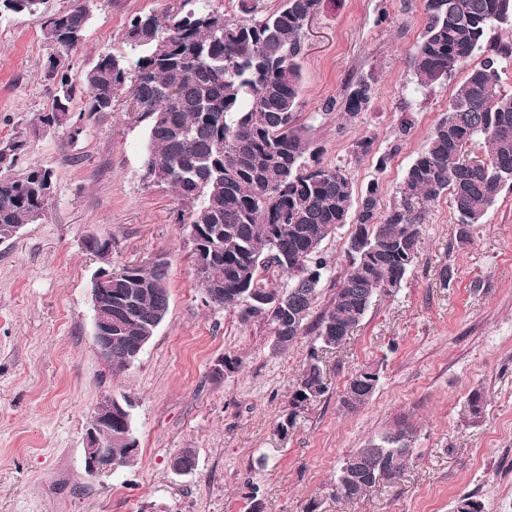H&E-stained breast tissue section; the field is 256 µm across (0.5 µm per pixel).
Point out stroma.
I'll use <instances>...</instances> for the list:
<instances>
[{
  "mask_svg": "<svg viewBox=\"0 0 512 512\" xmlns=\"http://www.w3.org/2000/svg\"><path fill=\"white\" fill-rule=\"evenodd\" d=\"M178 3L88 0L89 26L66 59L71 73L103 53L137 57L122 37L130 17ZM424 22V0H322L304 37L301 118L323 162L357 188L377 181L382 215L401 204L405 173L465 76L459 69L415 91L406 57ZM57 53L36 18L0 17V141H24L20 167L54 172L44 218L0 243V512H249L255 498L263 512H304L312 502L316 512H454L465 494L484 512H512V190L464 247L448 196L416 205L419 253L400 288L375 298L344 345L325 349L300 335L276 350L267 322L205 305L180 204L169 186L145 179V126L126 100L84 119L75 139L35 129L55 93L48 60ZM362 75L373 76L375 94L357 119L323 111ZM367 137L370 151L358 154ZM352 232L345 225L322 244L329 269L311 317L346 269ZM93 234L111 239L109 255L85 249ZM159 257L167 316L140 358L113 371L93 342L92 278L106 265ZM446 265L455 270L447 285ZM313 354L328 389L296 410ZM227 357L236 368L215 375ZM368 365L379 371L371 402L343 411L346 382ZM475 392L483 404L474 418L466 404ZM106 395L132 401L138 451L128 466L91 477L86 427ZM403 422L414 437L401 476L355 502L332 497L343 459ZM183 448L197 459L179 474L170 460Z\"/></svg>",
  "mask_w": 512,
  "mask_h": 512,
  "instance_id": "1",
  "label": "stroma"
}]
</instances>
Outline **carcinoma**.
Wrapping results in <instances>:
<instances>
[{"label":"carcinoma","mask_w":512,"mask_h":512,"mask_svg":"<svg viewBox=\"0 0 512 512\" xmlns=\"http://www.w3.org/2000/svg\"><path fill=\"white\" fill-rule=\"evenodd\" d=\"M43 0H0L3 13H26L40 21L45 41L69 55L80 47L90 21L83 0L45 16ZM321 0H238L237 16L207 9L202 0H182L172 13L132 17L124 39L142 55L132 61L105 54L83 74L73 76L62 57L49 60L57 80L48 110L38 114L45 127H67L62 116L85 102L94 116L112 111L118 91L134 101L145 123V177L172 187L186 209L180 222L196 228L193 259L208 253V279L221 285L210 307L241 309L240 319L268 322L273 347L283 349L309 334L324 348L343 345L367 314L373 299L399 286L412 266L420 241V217L412 202L448 194L457 224V243L470 242L504 188H512V91L502 82L512 61V0H425L424 26L408 55L420 87L448 80L478 52L483 60L457 84L445 116L411 163L403 183L404 206L384 218L377 213L378 184L358 200L354 238L365 253L349 262L329 304L308 322L317 288L327 270L323 242L350 223L354 184L346 170L323 164L313 148L310 128L299 123L305 30ZM374 93L373 78L361 77L337 103L324 110L351 121ZM477 143L486 158L467 157ZM21 144L0 143V239L6 227H24L44 217L54 177L44 166L13 174ZM286 276L279 289L260 273ZM138 293L135 314L161 323L169 305L167 268L156 263L129 265L112 274V292ZM254 292L279 298L262 311L250 309ZM135 362L128 346L112 341V370ZM379 382L378 370L365 366L352 374L340 403L349 412L365 407ZM326 391L316 357L302 369L294 393L298 407ZM413 428L403 423L343 460L353 478L333 490L338 499L356 501L377 485L374 448L390 451L389 482L402 474L412 454ZM132 419L112 421V470L133 461L126 437Z\"/></svg>","instance_id":"cac0c4a2"}]
</instances>
